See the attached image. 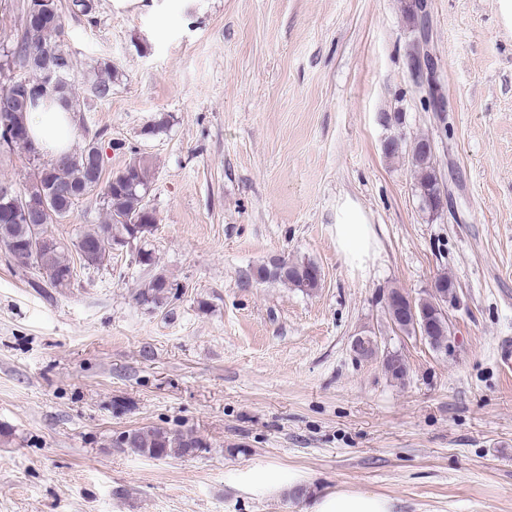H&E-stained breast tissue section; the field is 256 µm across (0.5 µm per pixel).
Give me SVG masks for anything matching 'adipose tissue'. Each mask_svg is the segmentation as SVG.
Listing matches in <instances>:
<instances>
[{"label": "adipose tissue", "instance_id": "1", "mask_svg": "<svg viewBox=\"0 0 512 512\" xmlns=\"http://www.w3.org/2000/svg\"><path fill=\"white\" fill-rule=\"evenodd\" d=\"M29 132L40 152L60 157L71 151L75 129L68 113L50 103L31 112ZM376 246V235L362 209L344 200L336 209V250L352 268H363ZM392 499L368 492L336 491L313 496L305 512H393Z\"/></svg>", "mask_w": 512, "mask_h": 512}]
</instances>
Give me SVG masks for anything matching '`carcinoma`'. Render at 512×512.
Returning <instances> with one entry per match:
<instances>
[{"instance_id":"1","label":"carcinoma","mask_w":512,"mask_h":512,"mask_svg":"<svg viewBox=\"0 0 512 512\" xmlns=\"http://www.w3.org/2000/svg\"><path fill=\"white\" fill-rule=\"evenodd\" d=\"M62 36V21L33 20L23 24L21 35L11 48L0 52V60L3 61L0 70L9 71L19 65L33 72L27 80L15 81L0 88V98L18 91L29 94L31 98L27 108H17L11 112L13 126L20 132L19 140L14 142L12 150L27 153L33 165V176L45 171L52 185L71 191L70 195L49 204L50 216L43 228L45 237L39 243L32 240L27 225L9 219L4 214V207L0 206V248L5 249L19 265L38 269L53 288H67L71 285L74 277L72 254L84 252L90 258L88 266H102L112 259V250L125 247L132 240L147 239L158 224L157 213L145 197L150 161L132 150L128 162L113 172L104 183L106 213L102 223L81 230L77 240L69 244L62 242L49 230V226L59 224L69 217L81 199L97 190L103 175L101 169L97 175H92L83 159L89 149L101 148L99 142L91 140L80 150L72 151L62 159L43 162L40 153L32 147L29 137L28 117L40 104H56L65 112H75L79 105L75 93L65 91L46 96L39 93L42 72L35 63L37 56L50 51L62 66L73 68L70 54L60 45ZM408 162L414 174L415 191L422 210L434 211L439 204L442 184L436 170L435 156L423 148L418 138ZM256 277L260 280L280 281L306 292L321 285L320 269L311 262L290 261L288 273L280 276L271 273V267L261 266L256 271ZM176 290L178 285L158 271L135 290L133 298L139 305L160 308L176 297ZM413 304L417 312L424 313L427 318L426 334L421 339L437 352L448 350L452 331L448 329V319L437 311L438 298L434 291L413 300ZM385 373L398 383L405 382L408 369L402 355L394 354V362L387 366ZM115 444L119 448H128L154 459L190 456L203 447L202 439L192 430L170 431L157 426L124 431L117 436Z\"/></svg>"}]
</instances>
